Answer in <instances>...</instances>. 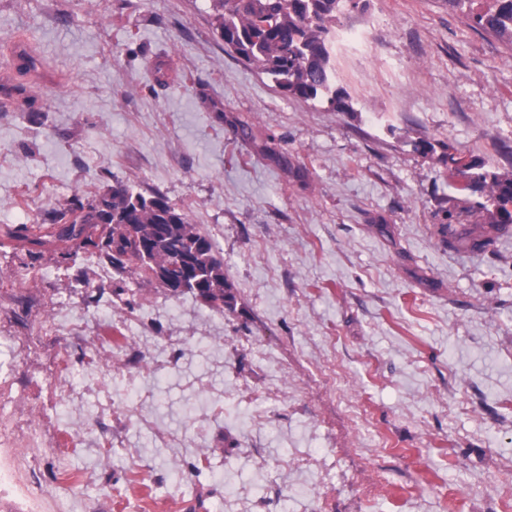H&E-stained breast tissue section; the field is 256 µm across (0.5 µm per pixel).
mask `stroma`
<instances>
[{"label": "stroma", "mask_w": 512, "mask_h": 512, "mask_svg": "<svg viewBox=\"0 0 512 512\" xmlns=\"http://www.w3.org/2000/svg\"><path fill=\"white\" fill-rule=\"evenodd\" d=\"M489 0H345L353 109L284 95L209 0H0V238L117 185L215 239L235 311L0 248V465L24 512H512V43ZM363 38L347 36V29ZM30 68H7L11 54ZM85 323L84 337L72 327ZM493 8L472 15L477 27L488 29L512 43V0H492ZM475 184L479 189L487 190L486 203H478L469 208L474 212H483L485 215L477 220L475 224H484L483 232L473 236L471 232L461 231L451 223L444 224L442 233L448 234L455 242L457 248H467L471 250H485L493 243L492 233L497 230V224H501L499 236L512 234V211L507 208V204L512 205V178L499 177L496 174L481 173L473 177ZM488 203V204H487Z\"/></svg>", "instance_id": "obj_1"}]
</instances>
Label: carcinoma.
Instances as JSON below:
<instances>
[{
	"label": "carcinoma",
	"instance_id": "carcinoma-1",
	"mask_svg": "<svg viewBox=\"0 0 512 512\" xmlns=\"http://www.w3.org/2000/svg\"><path fill=\"white\" fill-rule=\"evenodd\" d=\"M345 0H211L215 29L232 52L255 66L275 86L305 100L325 101L338 112L353 111L348 93L336 87L328 35ZM472 15L474 24L512 44V0ZM487 200L470 208L481 212L477 236L452 224L442 233L457 248L483 250L497 225L511 224L512 178L481 173L473 177ZM19 251L34 260L48 246L76 260L91 247L99 264L156 284L173 296L192 293L215 309H233L234 287L224 275V259L214 239L156 192L151 196L123 186L92 200L74 196L64 212L49 218L47 231L18 235Z\"/></svg>",
	"mask_w": 512,
	"mask_h": 512
}]
</instances>
